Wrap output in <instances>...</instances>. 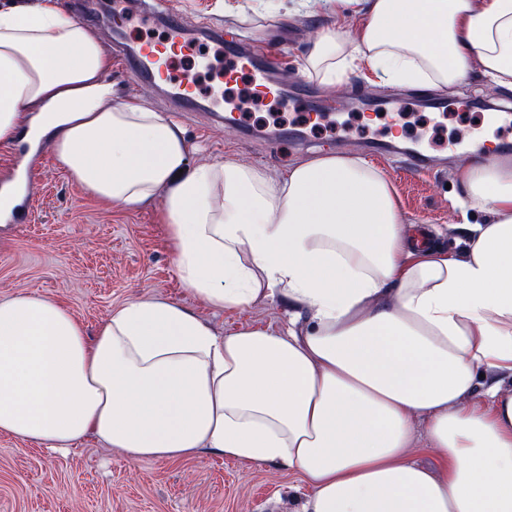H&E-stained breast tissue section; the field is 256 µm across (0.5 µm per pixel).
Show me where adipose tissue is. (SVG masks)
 <instances>
[{"label":"adipose tissue","mask_w":512,"mask_h":512,"mask_svg":"<svg viewBox=\"0 0 512 512\" xmlns=\"http://www.w3.org/2000/svg\"><path fill=\"white\" fill-rule=\"evenodd\" d=\"M301 73L363 69L512 90V0H334ZM363 15L358 33L344 25ZM112 58L59 0L0 5V143L49 139L103 202L161 198L179 277L210 308L282 304L288 326L218 334L163 298L95 337L61 304L0 300V433L58 451L95 435L134 460L211 451L276 463L303 512H512V165L468 164L455 248L418 245L380 169L351 153L289 166L188 161L183 128L116 103ZM27 131H20V124ZM424 422L437 464L415 457Z\"/></svg>","instance_id":"adipose-tissue-1"}]
</instances>
